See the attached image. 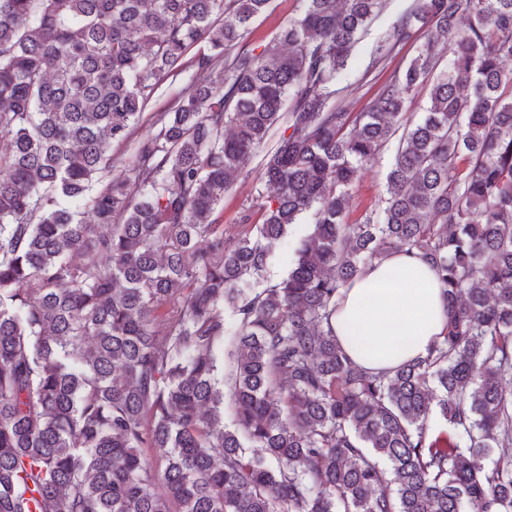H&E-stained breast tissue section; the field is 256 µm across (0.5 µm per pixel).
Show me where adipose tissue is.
<instances>
[{
	"instance_id": "ef3b65f1",
	"label": "adipose tissue",
	"mask_w": 512,
	"mask_h": 512,
	"mask_svg": "<svg viewBox=\"0 0 512 512\" xmlns=\"http://www.w3.org/2000/svg\"><path fill=\"white\" fill-rule=\"evenodd\" d=\"M333 324L351 358L380 371L427 355L444 336L448 316L430 265L397 253L367 267L342 289Z\"/></svg>"
}]
</instances>
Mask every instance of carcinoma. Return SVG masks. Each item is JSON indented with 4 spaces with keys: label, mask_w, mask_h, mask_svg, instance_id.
Segmentation results:
<instances>
[{
    "label": "carcinoma",
    "mask_w": 512,
    "mask_h": 512,
    "mask_svg": "<svg viewBox=\"0 0 512 512\" xmlns=\"http://www.w3.org/2000/svg\"><path fill=\"white\" fill-rule=\"evenodd\" d=\"M269 2L0 0V512H512V0H412L393 37L425 42L365 112L336 76L386 0H300L247 49ZM395 137L381 214L348 223ZM395 253L436 271L448 330L373 372L331 320ZM193 71L191 68L181 74L175 82H166L158 93L149 101L139 123L136 125L134 138L145 135L151 128V116L153 112L162 110L171 99L182 93L191 83ZM266 148L260 150L250 161L248 169L250 177L245 183L238 184L237 191L228 193L224 196V228H226L227 236L234 234L231 226L241 224L240 218L245 212L253 213V222L258 219L256 214L257 206L252 200L251 190L254 187H262L260 177L262 175L263 165L265 163ZM300 229H292L280 240L271 244L273 263L269 268L268 279L275 281L288 271V257L299 243Z\"/></svg>",
    "instance_id": "1"
}]
</instances>
